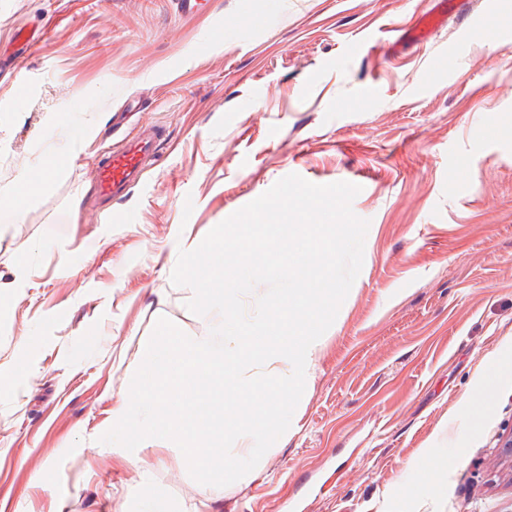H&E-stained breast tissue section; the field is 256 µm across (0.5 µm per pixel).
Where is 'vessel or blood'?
Instances as JSON below:
<instances>
[{
	"label": "vessel or blood",
	"mask_w": 512,
	"mask_h": 512,
	"mask_svg": "<svg viewBox=\"0 0 512 512\" xmlns=\"http://www.w3.org/2000/svg\"><path fill=\"white\" fill-rule=\"evenodd\" d=\"M157 136V130L153 129L148 134L113 147L92 169V179L100 197L119 200L126 196L138 181L147 155L154 151Z\"/></svg>",
	"instance_id": "obj_1"
}]
</instances>
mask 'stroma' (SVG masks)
Instances as JSON below:
<instances>
[{
    "label": "stroma",
    "instance_id": "obj_1",
    "mask_svg": "<svg viewBox=\"0 0 512 512\" xmlns=\"http://www.w3.org/2000/svg\"><path fill=\"white\" fill-rule=\"evenodd\" d=\"M425 37L404 33L431 9ZM512 0H0V512H512ZM159 127L123 199L94 161ZM298 174L364 181V263L319 338L289 429L249 482L202 485L174 449L131 465L99 438L159 317L207 325L180 250ZM488 395L476 417L462 401ZM436 449L437 476L409 470Z\"/></svg>",
    "mask_w": 512,
    "mask_h": 512
}]
</instances>
